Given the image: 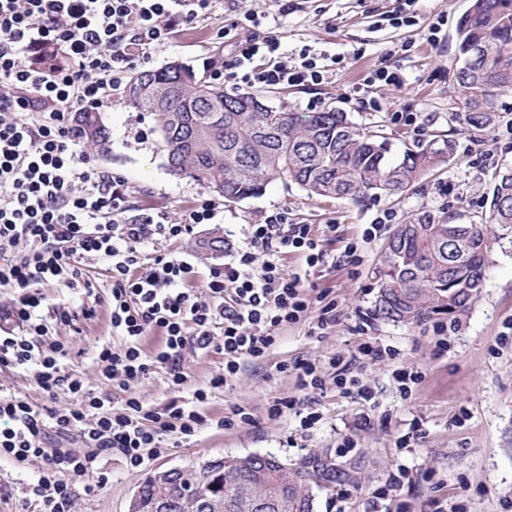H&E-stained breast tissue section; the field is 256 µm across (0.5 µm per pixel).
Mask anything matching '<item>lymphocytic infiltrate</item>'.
<instances>
[{"mask_svg":"<svg viewBox=\"0 0 512 512\" xmlns=\"http://www.w3.org/2000/svg\"><path fill=\"white\" fill-rule=\"evenodd\" d=\"M216 3L0 0V286L17 293L0 325V365L32 372L48 398L35 404L0 389V458L40 464L38 479L28 486L33 512H73L74 482L97 476L102 454L142 467L162 454L163 436L190 440L208 424L201 407L213 391L230 388L243 360H264L281 327L307 320L318 334L334 325L335 301L312 296L306 278L331 264L359 266L361 244L379 233V224L370 225L333 258L324 243L336 236L337 225L294 224L287 212L276 211L248 225L223 268L210 271L196 289L193 264L158 246L210 223L215 205L176 220L161 211L127 217L126 182L82 150L69 115L103 106L135 60L166 44L177 28L212 20ZM259 25L250 17L235 37L231 26L216 24L217 38L233 41L236 69L213 70V79L234 89L322 81L317 57L301 55L292 66L276 59L280 40L260 34ZM57 52L63 62L47 63ZM266 56L271 64L256 66ZM291 253L304 259V273L282 267L281 257ZM90 261L106 266L112 329L122 338L120 347L102 344L94 351L100 389L65 371L70 349L49 339L54 326L71 324V315L43 313L45 289L96 290L85 274ZM155 330L163 332L165 345L150 356L140 340ZM188 349L223 353L224 367L187 399L182 363ZM156 368L167 369L174 397L150 410L130 388ZM115 388L126 394L117 406ZM61 390L72 396L63 407L54 403ZM74 434L82 450L64 447ZM52 436L61 447L50 446Z\"/></svg>","mask_w":512,"mask_h":512,"instance_id":"1","label":"lymphocytic infiltrate"}]
</instances>
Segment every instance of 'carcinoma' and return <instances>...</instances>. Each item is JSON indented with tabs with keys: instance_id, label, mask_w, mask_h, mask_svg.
Returning a JSON list of instances; mask_svg holds the SVG:
<instances>
[{
	"instance_id": "1",
	"label": "carcinoma",
	"mask_w": 512,
	"mask_h": 512,
	"mask_svg": "<svg viewBox=\"0 0 512 512\" xmlns=\"http://www.w3.org/2000/svg\"><path fill=\"white\" fill-rule=\"evenodd\" d=\"M456 34L462 60L456 79L471 97L468 121L477 123L483 102L512 89V0H470ZM126 94L134 108L153 115L168 170L229 202L261 195L274 178L312 198L397 196L452 150L447 141L430 140L394 157L387 137L355 127L341 111L287 112L259 94L228 93L182 63L138 73ZM73 129L98 154L109 153L111 133L101 113H75ZM497 226L512 229V169L494 184L488 211L468 221L425 212L399 225L373 271L378 315L394 322L456 319L473 300L469 292L482 287ZM256 471L250 459L229 457L222 468L181 473L165 490L167 512H202L203 502L221 503L223 512H254L247 493H261ZM363 479L362 458L338 472L320 467L313 452L280 486L284 512H314L317 492L358 487ZM140 487L142 512H156L153 477Z\"/></svg>"
}]
</instances>
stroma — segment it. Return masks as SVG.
I'll return each instance as SVG.
<instances>
[{
	"label": "stroma",
	"instance_id": "1",
	"mask_svg": "<svg viewBox=\"0 0 512 512\" xmlns=\"http://www.w3.org/2000/svg\"><path fill=\"white\" fill-rule=\"evenodd\" d=\"M469 0H219L218 13L233 23L252 13L261 16V32L278 36L281 54L289 64L301 51L329 58L322 84L261 88L273 105L290 112H321L336 108L357 127L385 133L393 152L421 141L450 142L447 162L410 191L394 198L370 199L362 204L341 198H312L294 183L271 180L258 197L224 203L212 224L162 249L191 261L201 288L211 268L224 264L199 246L206 233L225 239L242 238L246 225L263 223L275 210H284L295 224H334L338 240L326 242L340 253L344 243L361 238L373 220L390 213L384 236L364 249L357 273L326 267L311 276L315 292L336 301L338 320L324 335L310 333L302 322L281 330L278 345L259 363L243 362L229 390L213 395L201 412L209 419L229 414L232 406L248 407L250 423L230 430L201 429L181 446L164 438L166 452L146 467L132 469L117 454L100 462L106 482L85 493L77 480L75 512H128L129 502L147 473L172 467L250 453L272 454L291 463L317 448L335 450L338 460L363 455L365 481L320 494L315 512H435L437 504H464L465 512H512V233L500 231L492 243L491 266L483 287L468 309L448 326V348L440 350L433 322L409 323L381 319L376 314L378 290L373 279L387 233L425 212L464 217L485 211L499 171L512 167V89L496 92L486 107L488 121L479 128L465 120L469 108L455 79L458 55L456 27ZM439 24L435 41L426 38L430 24ZM180 61L196 73L204 62L231 72V46L214 39L209 25L179 28L165 46L136 62L135 72L155 70ZM399 69L406 81L396 89L370 83L379 63ZM412 112L422 133L406 126L402 116ZM101 114L112 133L111 152L99 163L130 187L131 213L163 211L172 218L211 200V193L188 178L170 174L161 136L149 113L130 105L125 90L113 91ZM496 141L493 157L481 153L482 142ZM49 308L74 314L73 325L55 328V340L72 353L66 370L79 372L98 384L93 360L95 344L119 345L113 335L106 302L87 298L82 290L49 288ZM390 346L396 359L367 361L357 356L364 342ZM354 360L375 395L374 402L340 397L334 383L320 391L301 388L295 372H279V363L309 361L332 375L330 358ZM420 370L424 379L409 398H402L393 379L395 369ZM293 397L302 408L319 412L321 420L302 430L296 416L270 419L275 399ZM420 425L423 434L400 447L399 439ZM353 447H342L344 438ZM40 471L39 464L0 460V512H25V488ZM403 476L395 496H384L388 481Z\"/></svg>",
	"mask_w": 512,
	"mask_h": 512
}]
</instances>
